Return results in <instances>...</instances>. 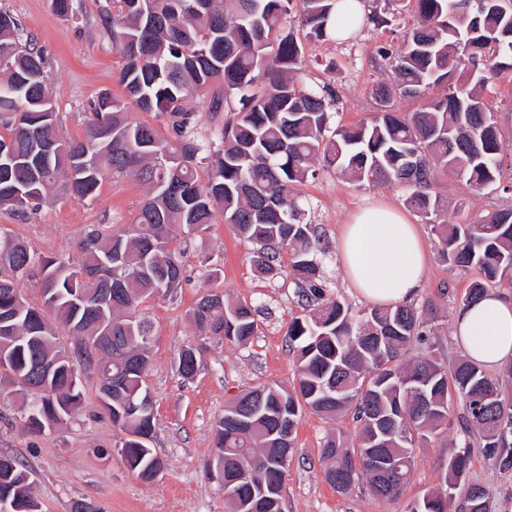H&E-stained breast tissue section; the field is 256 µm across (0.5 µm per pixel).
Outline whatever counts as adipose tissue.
<instances>
[{
    "label": "adipose tissue",
    "mask_w": 512,
    "mask_h": 512,
    "mask_svg": "<svg viewBox=\"0 0 512 512\" xmlns=\"http://www.w3.org/2000/svg\"><path fill=\"white\" fill-rule=\"evenodd\" d=\"M347 278L376 307L411 303L427 274L428 255L416 225L394 205L371 203L344 224L337 245ZM453 339L464 356L487 370L512 363V298L490 291L460 307Z\"/></svg>",
    "instance_id": "1"
}]
</instances>
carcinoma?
Wrapping results in <instances>:
<instances>
[{
    "label": "carcinoma",
    "instance_id": "obj_1",
    "mask_svg": "<svg viewBox=\"0 0 512 512\" xmlns=\"http://www.w3.org/2000/svg\"><path fill=\"white\" fill-rule=\"evenodd\" d=\"M402 1L412 4L416 22L399 49L380 48L393 80L371 88L379 109L352 128L332 123L335 90L310 83L302 71V40L345 34L337 25L339 0H208L202 14L191 8L193 0H113L118 8L109 27L124 58V95L97 98L83 139L58 131L43 51L16 19L0 24V207L24 214L52 190L91 198L110 174L147 188L135 223L115 235L87 231L76 264L40 258L25 242L0 237V390L22 396L29 432L50 431L82 409L75 362L86 371L94 365L112 385L98 393L99 406L124 434L125 462L149 480L162 462L151 448L154 406L142 407L155 333L139 307L150 296L177 292L178 234L219 214L256 245L263 274H281L279 257L289 253L301 307L286 332L297 351L296 384L245 391L216 423L228 512H281L287 459L273 415L288 417L292 443L306 408L328 417L354 409L358 446L349 448L338 433L321 450L325 479L339 493L364 475L374 495L397 496L415 466L416 443L442 434L451 388L464 402L468 427L480 432L482 455L501 470L512 468V395L504 385L512 367L499 378L467 360L448 372L435 359L406 358L433 326L412 305L354 314L328 292L315 228L304 222L309 203L297 186L316 176L320 158L359 183L406 193L407 205L430 227L438 260L477 271L459 304L504 281L512 285V207L473 224H447L433 194L438 169L475 191L501 186L503 134L486 92L512 72V0H392ZM288 21L302 38L285 31ZM216 82L234 115L224 123L221 147L205 156L209 147L187 135L183 102ZM398 98L419 100L420 108L400 113ZM232 99L238 108L230 107ZM131 108L170 114L176 141L148 121H129ZM37 264L40 307L18 289ZM256 313L254 305L212 291L189 317L200 334L243 344L256 334ZM64 335L74 341H62ZM196 352L186 346L177 355L186 379L199 368ZM375 455L392 468H376ZM471 457L466 435L448 448L439 488L415 500L410 512H488L479 507L485 489L465 485ZM3 499L11 512H42L28 470L13 457L0 465Z\"/></svg>",
    "mask_w": 512,
    "mask_h": 512
}]
</instances>
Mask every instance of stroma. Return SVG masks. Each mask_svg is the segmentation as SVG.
<instances>
[{
  "instance_id": "1",
  "label": "stroma",
  "mask_w": 512,
  "mask_h": 512,
  "mask_svg": "<svg viewBox=\"0 0 512 512\" xmlns=\"http://www.w3.org/2000/svg\"><path fill=\"white\" fill-rule=\"evenodd\" d=\"M73 13L61 16L51 0H0L46 56L49 93L64 135H85V114L104 92L121 95L118 81L123 58L112 44L102 17L112 0H74ZM367 12L387 18V25L353 34L344 43L308 41L303 69L310 80L328 82L339 97L336 120L354 126L370 119L376 109L369 88L385 74L377 64V49L400 44L411 28V7L394 9L387 0H365ZM220 84L188 96L189 131L202 144L220 141L224 110L215 109L223 97ZM498 109L506 148L503 182L512 181V73L499 79L488 96ZM310 203L305 219L316 225L320 245L331 251L328 289L353 310H367L333 253L342 224L359 208L383 199L404 207L402 190L379 184H357L320 172L300 185ZM435 191L444 203L449 223L473 222L488 212L512 206V195L474 191L455 175H439ZM144 189L129 177L102 181L95 197L78 200L49 192L35 210L21 215L0 208V234L22 239L37 256L64 262L80 258L86 230L119 232L134 223ZM184 280L173 297H152L141 305L156 328L151 365L145 377L151 392L155 427L152 448L166 468L155 480L144 481L121 456V433L104 414L95 380H88L83 408L63 427L43 435L26 431L21 421L22 399L0 394V455L20 458L29 467L30 489L43 512H71L75 502H94L101 512H225L224 490L209 478L205 465L215 452L214 425L242 391L268 383L293 387L296 353L286 336L291 317L299 315L295 290L286 277L270 278L259 272L254 247L241 240L223 221L182 235ZM475 274L430 258L429 271L413 300L424 318L435 323V336L414 344L410 357L432 355L447 367L463 357L452 336V322L460 296ZM216 290L229 299L259 306L258 331L246 344L232 345L199 334L188 313L203 294ZM199 350L200 367L193 379L180 376L174 365L185 346ZM465 407L457 395L448 397V428L437 442L417 449V462L398 496H374L366 479L355 481L344 493L324 477L320 451L326 438L344 433L356 444L358 427L351 414L330 419L304 411L297 426L294 450L283 481L282 512H407L413 500L437 487L448 466L450 440L464 434ZM469 482L483 486L492 512H512V469L492 467L473 451Z\"/></svg>"
}]
</instances>
